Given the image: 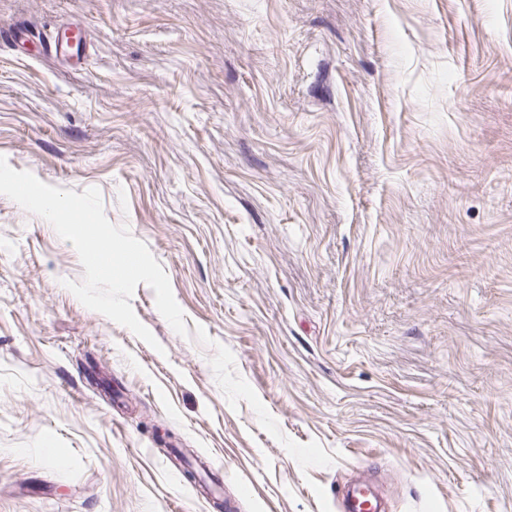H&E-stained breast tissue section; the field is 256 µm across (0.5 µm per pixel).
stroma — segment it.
Wrapping results in <instances>:
<instances>
[{"label": "stroma", "instance_id": "1", "mask_svg": "<svg viewBox=\"0 0 512 512\" xmlns=\"http://www.w3.org/2000/svg\"><path fill=\"white\" fill-rule=\"evenodd\" d=\"M83 28L75 59L46 41ZM0 155L98 188L155 345L0 195V512H512V0H0Z\"/></svg>", "mask_w": 512, "mask_h": 512}]
</instances>
